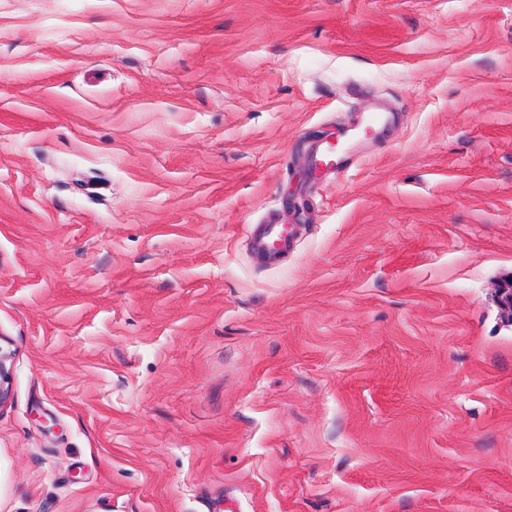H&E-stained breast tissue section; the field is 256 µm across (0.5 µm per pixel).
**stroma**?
<instances>
[{"instance_id": "35a3bbf8", "label": "stroma", "mask_w": 512, "mask_h": 512, "mask_svg": "<svg viewBox=\"0 0 512 512\" xmlns=\"http://www.w3.org/2000/svg\"><path fill=\"white\" fill-rule=\"evenodd\" d=\"M511 281L512 0H0V512H512ZM385 121L383 112H373L369 114L364 121L357 127L350 129L351 138L361 140L365 138L371 130ZM347 131L337 140L325 142L318 148L315 154V171L322 173L324 171H339L343 169L349 161V146L347 141L343 140L347 136ZM337 143V146H336ZM255 246L265 260L274 263L291 246V232L280 224H263L255 234Z\"/></svg>"}]
</instances>
